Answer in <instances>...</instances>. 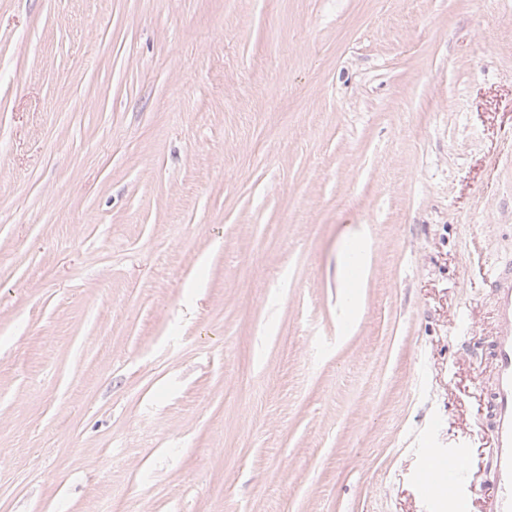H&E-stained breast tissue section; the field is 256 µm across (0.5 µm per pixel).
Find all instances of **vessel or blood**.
I'll return each mask as SVG.
<instances>
[{
  "label": "vessel or blood",
  "mask_w": 512,
  "mask_h": 512,
  "mask_svg": "<svg viewBox=\"0 0 512 512\" xmlns=\"http://www.w3.org/2000/svg\"><path fill=\"white\" fill-rule=\"evenodd\" d=\"M484 284L494 299V326L485 342L490 374L483 384L487 426L492 436L493 451L489 463L492 479L486 486L476 487L475 495L483 497L486 512H512V258L495 264ZM429 467L422 475L426 491L446 487L457 494L465 476L464 457L442 466L435 451L427 453Z\"/></svg>",
  "instance_id": "obj_1"
}]
</instances>
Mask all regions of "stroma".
I'll return each instance as SVG.
<instances>
[{"label":"stroma","mask_w":512,"mask_h":512,"mask_svg":"<svg viewBox=\"0 0 512 512\" xmlns=\"http://www.w3.org/2000/svg\"><path fill=\"white\" fill-rule=\"evenodd\" d=\"M510 255L512 0H0V512H455ZM426 452L429 468L422 475L421 486L431 493L437 486L443 485L448 489V494L458 495V486L465 476L464 457L458 456L447 468L439 464L440 461H445L443 456L432 449H428Z\"/></svg>","instance_id":"stroma-1"}]
</instances>
